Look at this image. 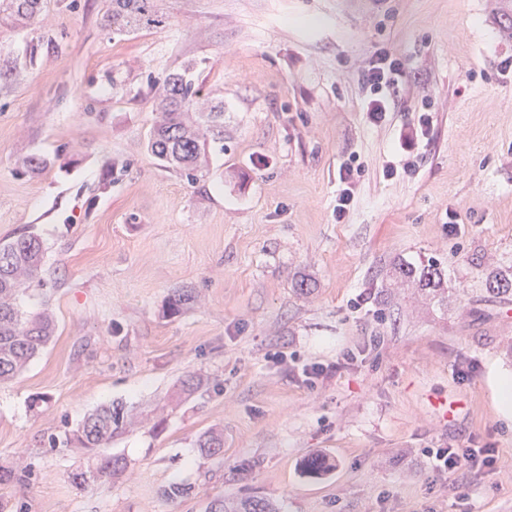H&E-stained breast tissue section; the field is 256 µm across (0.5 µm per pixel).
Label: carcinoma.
<instances>
[{"label": "carcinoma", "mask_w": 512, "mask_h": 512, "mask_svg": "<svg viewBox=\"0 0 512 512\" xmlns=\"http://www.w3.org/2000/svg\"><path fill=\"white\" fill-rule=\"evenodd\" d=\"M44 9V0H0V22L27 24ZM165 16L157 8V0H112V7L102 17V26L114 34L129 33L143 26L162 28ZM57 52L54 37L44 35L27 49L29 63L42 52ZM196 64L186 62L181 69L168 74L163 81L153 82L149 95L157 112L155 124L147 136L152 155L164 166L196 180L197 172L206 163L212 144L224 145V102L202 101L193 73ZM45 161L36 155L22 158L18 172L36 174ZM45 258L40 238L22 235L0 246V382L13 379L41 352L55 332L53 316L46 310L26 314L20 305L22 278L36 275ZM395 282L413 284L439 304L448 301L445 273L433 261L422 267L400 263L394 267ZM485 291L495 297H512V266L489 273ZM197 301L193 289L175 288L169 295L166 312L176 315ZM204 380L191 376L182 381L181 389L171 398L178 404L182 396L200 389ZM128 415L125 406L111 403L89 414L76 430L65 435V444L90 455L92 464L70 475L72 484L82 490L101 478L123 474L127 463L120 457L103 455L112 437L126 430ZM198 447L207 456L224 451V432L212 429L200 436ZM219 512H278L268 499H218Z\"/></svg>", "instance_id": "cac0c4a2"}]
</instances>
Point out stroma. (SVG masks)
Returning <instances> with one entry per match:
<instances>
[{
    "label": "stroma",
    "instance_id": "obj_1",
    "mask_svg": "<svg viewBox=\"0 0 512 512\" xmlns=\"http://www.w3.org/2000/svg\"><path fill=\"white\" fill-rule=\"evenodd\" d=\"M110 0H47L42 26L0 27V48L40 55L0 89V244L41 238L21 305L49 309L51 341L0 384V487L24 512H207L266 498L279 512H512V299L484 291L512 266V0H161L170 24L117 37ZM405 57L443 107L416 174L384 179L416 97L370 124L359 75L379 46ZM188 60L224 102V145L196 182L147 148L149 79ZM47 162L19 175L18 161ZM364 169L344 221L339 167ZM111 186H103L104 173ZM457 212L449 232L447 211ZM439 261L447 306L393 285L399 261ZM307 278L312 291H296ZM196 304L167 315L173 289ZM321 364L309 384L299 369ZM204 385L170 407L182 380ZM134 423L108 454L126 471L80 491L85 452L63 446L88 414ZM224 451L202 456L204 432ZM491 448L448 479L427 448ZM326 458L315 474L308 458ZM173 483L190 496L167 500Z\"/></svg>",
    "mask_w": 512,
    "mask_h": 512
}]
</instances>
